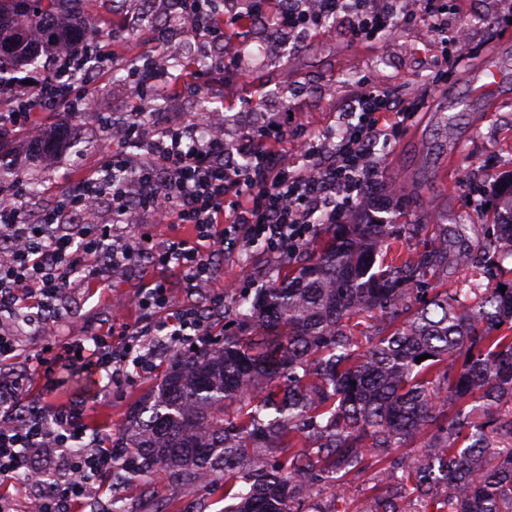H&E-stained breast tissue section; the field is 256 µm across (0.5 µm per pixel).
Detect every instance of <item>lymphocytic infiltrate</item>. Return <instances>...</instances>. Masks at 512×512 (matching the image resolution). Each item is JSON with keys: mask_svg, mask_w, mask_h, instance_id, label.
Wrapping results in <instances>:
<instances>
[{"mask_svg": "<svg viewBox=\"0 0 512 512\" xmlns=\"http://www.w3.org/2000/svg\"><path fill=\"white\" fill-rule=\"evenodd\" d=\"M341 0H290L275 23L276 33L300 39L336 16ZM401 13L373 11L352 21L351 36L373 40L402 25L422 24L455 43L448 29L451 0H405ZM97 70L88 54L63 53L11 97L0 113V128L21 129L33 145L45 135L32 119V103L47 88L64 95L71 111L94 105L91 85ZM424 97L402 98L377 78L363 79L336 138L316 131L304 134L308 162L294 169L282 163L268 139L288 136L287 122L244 129L236 141L198 135L190 125L165 124L162 134L145 123L128 121L126 140L136 153L104 151L97 176L73 181L41 225L20 218L28 192L23 179L0 187V311L11 310L20 322L0 321V479L35 480L40 484L39 512H71L73 504L99 498L113 472L128 471L125 449L111 435L91 428L81 403L52 404L26 397L30 374L12 368L20 348L18 323L35 335H57L64 305L72 290L88 283L106 285L120 268L151 259L186 273L192 286L209 287L212 254L246 229L249 239L263 241L270 253L306 244L317 223L343 221L375 183L380 165L376 146H390L420 112ZM108 198L115 216L135 207L159 224H188L189 238L157 245L144 233L117 230L111 224H82L78 217L93 200ZM143 313L137 326L120 324L117 333L94 332L54 346L37 358L44 380L69 366L90 375L120 381L128 366L148 371L154 353L143 337L173 351L207 336L199 314L185 310L176 321L163 319L168 304L164 283L154 282L137 297ZM94 473L81 483L76 474Z\"/></svg>", "mask_w": 512, "mask_h": 512, "instance_id": "obj_1", "label": "lymphocytic infiltrate"}]
</instances>
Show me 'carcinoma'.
I'll return each mask as SVG.
<instances>
[{"instance_id":"1","label":"carcinoma","mask_w":512,"mask_h":512,"mask_svg":"<svg viewBox=\"0 0 512 512\" xmlns=\"http://www.w3.org/2000/svg\"><path fill=\"white\" fill-rule=\"evenodd\" d=\"M81 2L0 0V94L38 57L77 48ZM254 21L232 28L222 54ZM200 66L173 58L168 89L133 113L205 88L188 85ZM8 153L0 137V185L18 175ZM493 204L500 222L477 253L467 225L397 224L377 200L375 219L324 225L279 280L235 292L221 346L176 355L130 411L117 447L134 473H221L225 512H306L326 492L328 512H512V279L448 287V270L477 259L512 273V179ZM403 239L419 247L393 254Z\"/></svg>"}]
</instances>
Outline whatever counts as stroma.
<instances>
[{
	"mask_svg": "<svg viewBox=\"0 0 512 512\" xmlns=\"http://www.w3.org/2000/svg\"><path fill=\"white\" fill-rule=\"evenodd\" d=\"M497 0H460L451 12V25L470 30L468 50L460 63L449 70L439 84L440 98H427L421 112L406 131L388 148L387 171L379 175L373 192H384L390 181L401 185L413 206L400 214L402 224H466L470 240L483 236L484 225L496 216L485 207L500 180L512 176V39L502 37L505 27ZM441 55L438 36L422 25L400 27L386 41L356 42L348 32L347 20L334 29L310 33L287 53V67L276 85L257 90L249 77L226 83L220 97L226 106V140H236L249 125L265 122L269 113L279 111L289 100L296 111L297 128L289 129L287 142L280 146L281 159L291 166L304 163L299 127L319 132L335 130L341 123V108L351 98L358 82L375 76L398 90L402 97L421 92L434 76ZM497 71L498 95L491 100L471 93L469 84L486 67ZM97 114L79 113L61 119L52 112L37 113L48 126L66 124L69 137L82 140V154L60 149L44 158L30 151L21 139H13L12 158L26 182L37 184L25 208L30 223H39L44 210L52 208L71 181L93 171L102 145L123 149L121 135H106L98 113L123 122L134 90L128 82H116L111 70H104L95 89ZM280 256L263 246L229 242L212 261L211 288L192 287L174 267L143 264L112 279L108 287L94 285L79 290L71 301L72 312L60 339L102 331L114 319L136 325L142 312L135 299L142 288L158 281L168 288L165 317L173 318L187 307L202 311L210 327L211 339L222 338L224 318L209 307V292L236 288H257L278 276ZM174 354L166 349L155 353L151 373L128 367L125 377L111 391L102 393L78 371L63 372L62 385L44 393L47 401H85L92 425L120 438L129 410L155 391L169 370ZM112 503L125 512H224V491L205 482L184 484L159 472L145 479L112 481Z\"/></svg>",
	"mask_w": 512,
	"mask_h": 512,
	"instance_id": "stroma-1",
	"label": "stroma"
}]
</instances>
